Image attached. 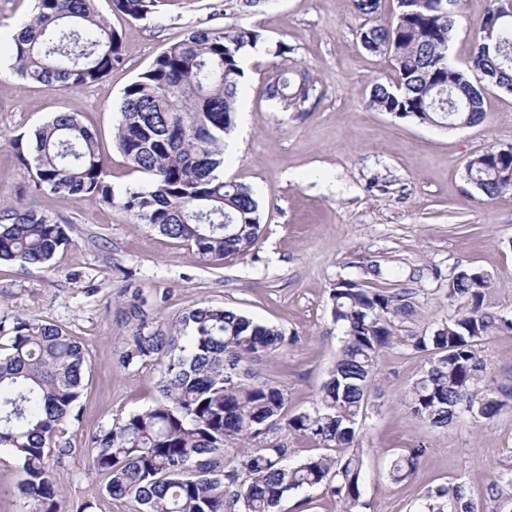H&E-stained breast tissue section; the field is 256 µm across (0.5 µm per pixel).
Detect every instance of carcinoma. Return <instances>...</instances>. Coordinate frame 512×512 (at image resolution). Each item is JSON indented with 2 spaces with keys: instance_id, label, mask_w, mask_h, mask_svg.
Listing matches in <instances>:
<instances>
[{
  "instance_id": "cac0c4a2",
  "label": "carcinoma",
  "mask_w": 512,
  "mask_h": 512,
  "mask_svg": "<svg viewBox=\"0 0 512 512\" xmlns=\"http://www.w3.org/2000/svg\"><path fill=\"white\" fill-rule=\"evenodd\" d=\"M166 2L111 0L112 10L133 20L156 16ZM353 2L368 22L362 46L392 61V75L371 86L372 109L452 131L485 119L488 87L512 93V24L497 29L494 43L484 39L499 0H488L474 50L460 66L449 46L461 0H396L394 18L384 21L382 0ZM262 40L254 28L192 26L124 89L115 144L146 175L140 187L116 198L97 135L78 114L57 112L36 130L32 159L14 140L33 189L118 203L213 261L247 254L262 232L259 203L249 186L219 171L244 78L241 59ZM123 62L122 37L96 0H35L14 38L11 69L26 82L68 90L101 81ZM315 91L308 69L285 61L268 74L265 98L277 112H305ZM511 174L512 146L489 148L465 168L466 180L489 200L512 192ZM70 243L67 225L21 203H0V261L44 266ZM491 288L487 273L456 266L447 293L456 313L422 336L399 337L396 323L414 311L410 289L338 281L331 301L343 330L340 354L317 403L293 414L285 390L254 370L283 344L282 331L215 306L189 308L161 329L133 302L136 324L119 360L124 368L158 365L159 398L92 437L88 470L105 477L109 497L133 500L137 512H275L289 492L313 487L336 497L342 512H359L356 432L384 349L400 343L431 353L405 404L432 427L460 421L466 400L475 420L512 406L511 389L485 387L482 344L512 330V320L486 306ZM1 349L0 448L21 464L29 512H66L53 464L73 451L67 426L79 418L84 348L55 324L17 316L10 327L0 325ZM286 432L322 442L324 453L288 463ZM256 440L263 447L250 448ZM424 451L418 445L392 458L387 477L411 478ZM420 512H512V472L488 483L479 502L462 482L430 488Z\"/></svg>"
}]
</instances>
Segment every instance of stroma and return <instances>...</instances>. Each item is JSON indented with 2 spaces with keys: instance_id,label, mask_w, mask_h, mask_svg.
<instances>
[{
  "instance_id": "obj_1",
  "label": "stroma",
  "mask_w": 512,
  "mask_h": 512,
  "mask_svg": "<svg viewBox=\"0 0 512 512\" xmlns=\"http://www.w3.org/2000/svg\"><path fill=\"white\" fill-rule=\"evenodd\" d=\"M34 0H0V200L21 201L71 225L72 242L51 267L0 263V321L18 315L59 324L84 347L87 367L78 421L68 430L73 452L56 469L67 512H135L106 496L103 476L88 469L92 435L152 405L157 366L121 367L118 355L132 321L129 300L170 326L184 310L220 306L282 329L287 341L257 363L261 378L283 386L292 410L310 408L329 377L342 330L331 313L338 280L372 284L377 263L390 283L411 289L416 313L397 335H421L455 313L445 298L455 265L488 273L489 307L512 319V192L489 200L465 179L479 152L512 146V95L491 91L480 124L447 132L377 112L366 104L375 79L391 75L387 56L365 50L364 24L353 0H168L161 13L137 21L97 0L122 36L124 63L100 82L66 91L25 82L11 69L13 33ZM487 0H463V19L449 49L465 62ZM260 29L239 88L224 177L250 186L263 215L262 236L248 254L221 261L160 234L117 207L87 197L65 200L31 189L13 140L31 138L53 113H78L99 139L116 196L141 185L114 143L124 88L191 26ZM309 69L321 97L306 112H276L264 97L277 65V45ZM487 381L512 387V331L482 348ZM425 354L397 344L384 349L370 388L371 407L358 429L363 450L360 512H416L431 487L465 483L481 499L497 473L512 469V408L493 420L432 429L404 406ZM424 445L414 477L392 483L393 453ZM21 468L0 448V512H27L18 490Z\"/></svg>"
}]
</instances>
